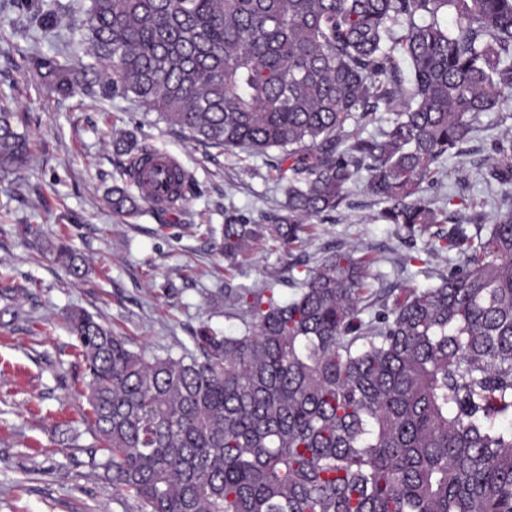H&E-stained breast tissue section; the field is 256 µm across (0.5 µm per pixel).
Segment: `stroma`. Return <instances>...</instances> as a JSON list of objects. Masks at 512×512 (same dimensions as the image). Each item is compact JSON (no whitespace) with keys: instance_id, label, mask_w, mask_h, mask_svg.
<instances>
[{"instance_id":"obj_1","label":"stroma","mask_w":512,"mask_h":512,"mask_svg":"<svg viewBox=\"0 0 512 512\" xmlns=\"http://www.w3.org/2000/svg\"><path fill=\"white\" fill-rule=\"evenodd\" d=\"M49 2L59 20L48 39L29 29L17 8L0 9V102L28 113L32 147L19 180L0 184V287L19 292L16 318L0 316V512H139L134 498L113 492L90 467L97 442L82 420V364L64 326L66 309H85L134 344L178 355L192 348L200 326L218 332L239 327L227 315L225 279L256 288L275 275L281 280L275 295L285 299L292 293L286 284L291 258L313 264L326 251L354 244L380 259L373 291L426 287L432 280L419 258L428 237L411 239L376 220L377 201L360 186L335 212L314 219L291 253L261 240L242 274L232 275L212 249L208 228L233 217L259 221L284 202L285 186L275 181L269 157L199 144L131 100L47 95L26 72L21 54L65 47L83 57L75 26L90 0ZM482 121V130L463 146L464 158L448 159L436 182L423 184L425 198L442 203L461 195L493 213L483 176L502 128L496 113ZM119 130L175 155L193 177V194L168 209L143 205L131 222L113 214L104 196L125 163L112 151ZM21 224L70 244L85 260V275L74 278L44 259L18 234ZM408 254L413 262L400 265Z\"/></svg>"}]
</instances>
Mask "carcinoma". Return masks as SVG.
I'll use <instances>...</instances> for the list:
<instances>
[{
    "label": "carcinoma",
    "mask_w": 512,
    "mask_h": 512,
    "mask_svg": "<svg viewBox=\"0 0 512 512\" xmlns=\"http://www.w3.org/2000/svg\"><path fill=\"white\" fill-rule=\"evenodd\" d=\"M17 2L54 30L46 4ZM77 31L87 63L22 56L49 92L97 86L202 144L279 151V209L211 230L230 265L268 233L290 253L360 181L383 204L377 219L428 231V256L461 260L435 285L383 290L368 316L377 259L353 247L290 263L284 301L276 280L227 279L242 328L202 326L178 356L134 349L70 310L98 438L91 465L113 491L139 512H512V195L492 218L453 195L442 206L420 196L512 92V0H91ZM21 123L0 104V179L30 163ZM112 146L128 181L108 203L132 219L151 149L129 133ZM493 153L487 176L504 187L511 129ZM489 221L487 234L468 232ZM20 231L80 276L69 245Z\"/></svg>",
    "instance_id": "carcinoma-1"
}]
</instances>
